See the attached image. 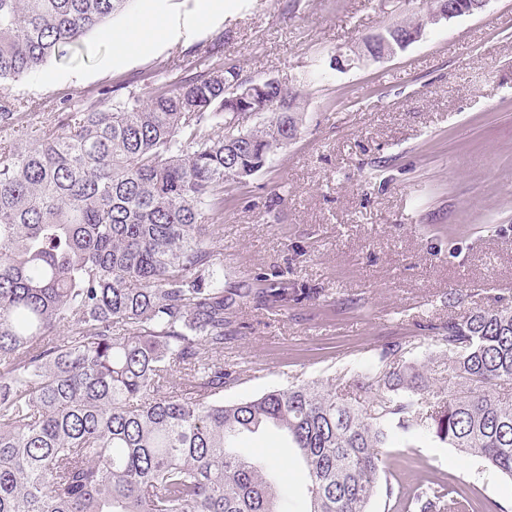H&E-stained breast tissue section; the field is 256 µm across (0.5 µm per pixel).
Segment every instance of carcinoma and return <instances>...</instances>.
<instances>
[{"instance_id": "carcinoma-1", "label": "carcinoma", "mask_w": 512, "mask_h": 512, "mask_svg": "<svg viewBox=\"0 0 512 512\" xmlns=\"http://www.w3.org/2000/svg\"><path fill=\"white\" fill-rule=\"evenodd\" d=\"M127 2L0 0V512H284L277 468L237 445L268 426L307 470V512H485L447 477L397 474L388 448L433 438L512 479V302L430 326L452 378L431 401L399 343L356 373L369 405L318 381L224 401L236 306L288 300L224 287V193L297 137L306 93L243 77L218 44L146 92L49 109L8 92ZM25 123L40 135L19 143Z\"/></svg>"}]
</instances>
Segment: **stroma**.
Returning <instances> with one entry per match:
<instances>
[{
  "label": "stroma",
  "instance_id": "35a3bbf8",
  "mask_svg": "<svg viewBox=\"0 0 512 512\" xmlns=\"http://www.w3.org/2000/svg\"><path fill=\"white\" fill-rule=\"evenodd\" d=\"M130 0L82 55L14 82L16 97L55 105L105 86L146 89L187 76L198 46L219 44L243 77L304 84L306 120L269 167L224 197L216 232L224 285L279 279L288 299L237 309L224 346L225 400L310 382L346 384L396 342L448 380L432 324L462 307L512 300V0L428 28L381 63L331 68L337 49L425 12L424 0ZM152 34L134 50L133 24ZM244 448L280 463L288 512H305L302 466L274 433ZM474 487L512 512V479L418 438L397 458Z\"/></svg>",
  "mask_w": 512,
  "mask_h": 512
}]
</instances>
